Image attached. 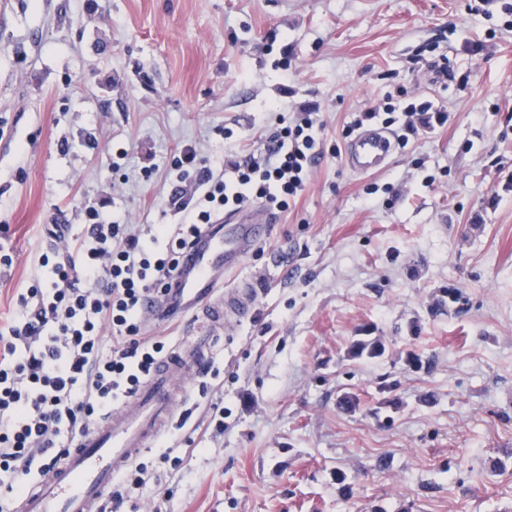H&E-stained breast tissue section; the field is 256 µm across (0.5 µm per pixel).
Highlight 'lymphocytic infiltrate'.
Wrapping results in <instances>:
<instances>
[{"mask_svg": "<svg viewBox=\"0 0 512 512\" xmlns=\"http://www.w3.org/2000/svg\"><path fill=\"white\" fill-rule=\"evenodd\" d=\"M318 101L277 114L274 130L246 154L209 165L195 146L174 157L168 204L179 224L132 230L94 205L85 208L80 237H56L47 280L19 294V321L0 328V512H13L32 472L47 473L66 448L116 404L130 400L164 358L169 339L148 336L145 302L159 296L205 225L261 204L287 211L323 158ZM449 121L446 106L413 95L386 97L353 113L343 129L400 126L431 133Z\"/></svg>", "mask_w": 512, "mask_h": 512, "instance_id": "lymphocytic-infiltrate-1", "label": "lymphocytic infiltrate"}]
</instances>
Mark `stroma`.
I'll return each mask as SVG.
<instances>
[{"label": "stroma", "mask_w": 512, "mask_h": 512, "mask_svg": "<svg viewBox=\"0 0 512 512\" xmlns=\"http://www.w3.org/2000/svg\"><path fill=\"white\" fill-rule=\"evenodd\" d=\"M498 0H0V327L48 270V229L179 224L169 163L240 150L273 105L321 102L325 155L225 286L257 281L207 395L118 512H512V28ZM288 46L285 81L267 43ZM456 77L432 84L424 47ZM405 90L447 127L384 170L345 161L352 112ZM462 292L448 300L449 289ZM377 336L383 357L354 360ZM416 352L422 369L407 367ZM353 395L358 404L343 408ZM223 401L224 429H209ZM385 353V345L379 339L370 336L356 340L350 348L351 356L358 359L373 360L384 356Z\"/></svg>", "instance_id": "stroma-1"}]
</instances>
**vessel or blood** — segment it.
I'll use <instances>...</instances> for the list:
<instances>
[{"label":"vessel or blood","instance_id":"b4317fda","mask_svg":"<svg viewBox=\"0 0 512 512\" xmlns=\"http://www.w3.org/2000/svg\"><path fill=\"white\" fill-rule=\"evenodd\" d=\"M394 150L390 131L369 127L349 142L346 163L360 174L380 171ZM273 222L270 212L255 205L204 227L175 280L148 308L154 317H204V335L197 337L195 348L178 349L162 360L130 403L81 434L48 479L17 497L15 512H100L118 473L168 430L189 383L212 358L213 337L223 334L229 322L251 315L257 299L252 280L228 290L218 284L241 267Z\"/></svg>","mask_w":512,"mask_h":512}]
</instances>
